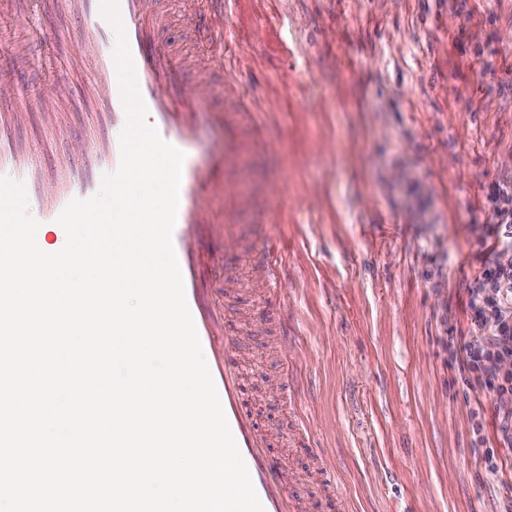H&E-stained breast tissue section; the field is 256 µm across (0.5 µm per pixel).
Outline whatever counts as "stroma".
Here are the masks:
<instances>
[{
  "mask_svg": "<svg viewBox=\"0 0 512 512\" xmlns=\"http://www.w3.org/2000/svg\"><path fill=\"white\" fill-rule=\"evenodd\" d=\"M34 2L42 32L0 15V82L28 75L30 110L11 135L39 142L50 122L54 154H71L91 72L78 38L55 42L47 0ZM229 22L236 39L203 88L245 96L267 132L250 133L226 183L254 208L237 235L203 243L204 276L217 341L304 512H323L322 489L292 446L299 419L352 512H512L501 403L448 364L449 347L483 342L467 302L486 195L512 183V0H239ZM58 82L70 92L47 122L39 102ZM269 206L271 223H257ZM263 237L284 266L274 309L248 260Z\"/></svg>",
  "mask_w": 512,
  "mask_h": 512,
  "instance_id": "stroma-1",
  "label": "stroma"
}]
</instances>
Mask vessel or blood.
<instances>
[{
  "instance_id": "vessel-or-blood-1",
  "label": "vessel or blood",
  "mask_w": 512,
  "mask_h": 512,
  "mask_svg": "<svg viewBox=\"0 0 512 512\" xmlns=\"http://www.w3.org/2000/svg\"><path fill=\"white\" fill-rule=\"evenodd\" d=\"M63 9L76 21L84 56L94 69L91 94L96 110L107 118L108 137L99 140L88 135V151L83 159H68L54 181L38 180L40 157L37 153L16 151L0 138V177L23 184L28 198V212L40 224H55L66 205L75 198L95 195L105 175L120 163V135L126 124V112L119 82L113 80L114 31L103 16L101 0H60ZM139 90L146 106V123L177 148H184L193 133L192 116L200 106L185 100L182 94L187 75L203 80L208 76L206 58L223 55L233 34L225 27L235 0H188V13L204 18L200 29L207 52L205 58L187 56L170 44L155 39L156 31L169 26L164 0H155L151 12H143L140 0H117ZM0 13H12L35 26H42L38 13L32 12L27 0H0ZM214 121L224 129L226 166L240 163L244 157L241 141L243 129L256 121L257 115L244 98L226 100L224 105H210ZM213 168L184 161L179 188V207L173 231V245L182 272L185 297L204 350L215 344V320L209 302L201 293L195 267L198 253L194 240L204 229L214 228L216 220L209 208L199 206L200 196L223 191ZM268 242H257L253 260L265 265L268 288H276L280 273L271 257ZM230 430L249 471L264 512H301L302 506L287 471L268 450V435L260 430L242 395L239 367L229 354L210 356L207 361Z\"/></svg>"
}]
</instances>
